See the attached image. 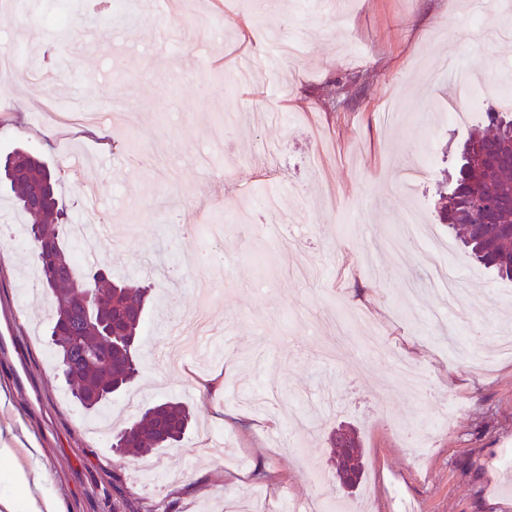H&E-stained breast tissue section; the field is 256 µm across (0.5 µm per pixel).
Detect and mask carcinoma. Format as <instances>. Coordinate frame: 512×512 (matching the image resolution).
Instances as JSON below:
<instances>
[{"label":"carcinoma","mask_w":512,"mask_h":512,"mask_svg":"<svg viewBox=\"0 0 512 512\" xmlns=\"http://www.w3.org/2000/svg\"><path fill=\"white\" fill-rule=\"evenodd\" d=\"M512 117L487 111L485 126L470 134L464 144L455 180L448 187V203L440 217L468 253L479 263L492 267L502 279L512 281V208L502 206L493 213L472 212L473 202L484 198L512 197V162L490 165L487 153L497 147L509 153ZM13 166L3 167L4 176L19 209L33 219L29 237L38 238L51 249V261L36 251L42 282L53 307L51 336L62 365L72 372L71 391L79 405L93 413H104L106 404L91 396L110 390L118 392L138 372L136 348L142 317L134 309L145 305L148 289L99 275V270L80 272L73 265L69 246L60 235V226L70 215L55 194L57 172L50 170L31 151L12 154ZM97 289L99 308L72 307L76 284ZM65 322L67 338L57 339V324ZM148 422L137 421L129 430L138 431L125 451L138 453L166 448L179 441L188 425L189 414L177 402L166 401L146 411Z\"/></svg>","instance_id":"cac0c4a2"}]
</instances>
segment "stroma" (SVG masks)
<instances>
[{"instance_id":"obj_1","label":"stroma","mask_w":512,"mask_h":512,"mask_svg":"<svg viewBox=\"0 0 512 512\" xmlns=\"http://www.w3.org/2000/svg\"><path fill=\"white\" fill-rule=\"evenodd\" d=\"M0 0V48L17 45L31 66L56 81L34 93L27 71L0 84V157L26 146L52 166L68 149L83 155L82 178L63 170L58 194L74 223L110 225V240L74 259L113 278L152 288L137 343L141 369L106 411L113 429L138 420L154 402H182L193 415L180 444L143 455L116 452L111 437L91 435L93 414L68 392L47 334L52 308L39 280L26 275L31 249L0 247V332H12L25 360L24 387L0 374V496L17 497V469L39 467L44 495L67 512H225L236 499L268 512L313 495L332 512H512V356L497 355L512 336V282L474 261L439 221L440 185L449 182L467 129L448 123L447 81L425 73L447 60L458 77L481 71L482 96L496 107L512 82V0ZM69 21L54 24L57 13ZM303 33L294 58L274 60L275 40ZM260 70L235 85L241 56ZM346 79L349 108L324 96ZM69 111L72 100L105 107L104 121L65 129L43 100ZM238 124L213 161L200 157L225 113ZM429 145L430 172L414 197L395 179L413 164L408 142ZM271 147L262 156L260 146ZM97 184L89 214L81 182ZM277 214L264 213V184ZM447 239L465 286L460 315L431 316L443 304L426 278L424 251H387L405 210ZM220 224L211 241L200 223ZM206 309L228 354L191 358L170 372L168 355ZM378 331L392 354L369 358L362 338ZM496 353L474 372L464 352ZM224 378L220 393L202 379ZM385 396L384 405L376 397ZM464 398L449 428L429 432L444 403ZM316 410L300 438L308 455L274 447L270 431L292 436L291 415ZM240 422L225 425L223 416ZM352 428L363 477L344 487L331 435ZM224 437L222 459L183 447Z\"/></svg>"}]
</instances>
